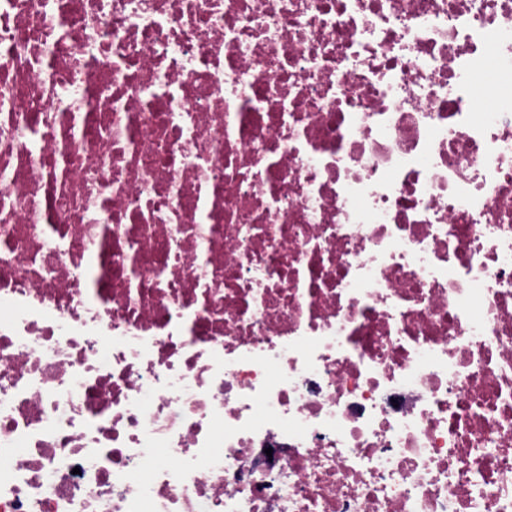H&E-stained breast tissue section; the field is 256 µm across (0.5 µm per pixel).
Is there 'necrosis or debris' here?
<instances>
[{"label":"necrosis or debris","instance_id":"1","mask_svg":"<svg viewBox=\"0 0 512 512\" xmlns=\"http://www.w3.org/2000/svg\"><path fill=\"white\" fill-rule=\"evenodd\" d=\"M0 512H512V0H0Z\"/></svg>","mask_w":512,"mask_h":512}]
</instances>
